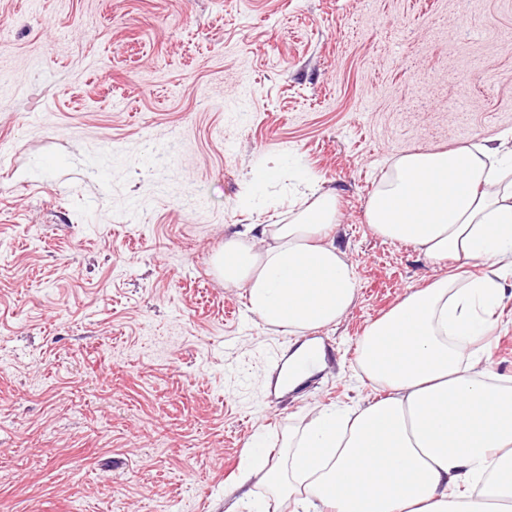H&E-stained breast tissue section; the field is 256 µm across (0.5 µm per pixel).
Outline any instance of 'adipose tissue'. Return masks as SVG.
<instances>
[{
    "label": "adipose tissue",
    "instance_id": "1",
    "mask_svg": "<svg viewBox=\"0 0 512 512\" xmlns=\"http://www.w3.org/2000/svg\"><path fill=\"white\" fill-rule=\"evenodd\" d=\"M338 206L313 189L287 222L248 225L216 253L225 285L267 327L301 334L354 304L356 273L332 238ZM367 221L444 273L364 330L357 364L383 397L320 410L286 458L242 480L291 512H512V377L479 364L512 277V141L397 159Z\"/></svg>",
    "mask_w": 512,
    "mask_h": 512
}]
</instances>
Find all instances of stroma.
I'll return each mask as SVG.
<instances>
[{"label": "stroma", "instance_id": "stroma-1", "mask_svg": "<svg viewBox=\"0 0 512 512\" xmlns=\"http://www.w3.org/2000/svg\"><path fill=\"white\" fill-rule=\"evenodd\" d=\"M509 136L512 0H0V512H226L254 434L379 397L358 341L437 275L369 227L383 173ZM306 179L359 292L299 337L213 259ZM306 338L328 367L284 389Z\"/></svg>", "mask_w": 512, "mask_h": 512}]
</instances>
